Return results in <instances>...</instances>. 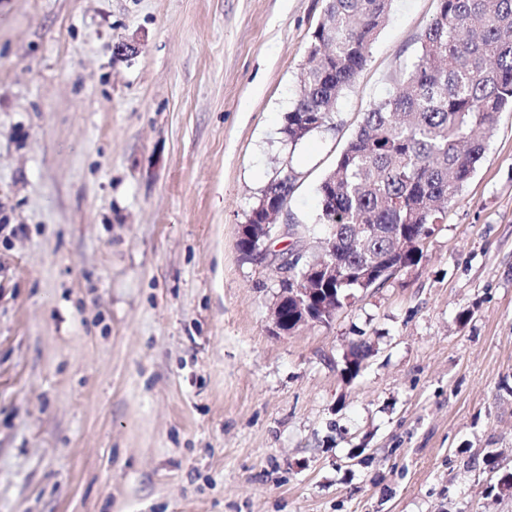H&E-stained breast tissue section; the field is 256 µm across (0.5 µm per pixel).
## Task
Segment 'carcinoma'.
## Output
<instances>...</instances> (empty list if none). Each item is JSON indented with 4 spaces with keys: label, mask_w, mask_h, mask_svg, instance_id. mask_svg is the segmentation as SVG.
Returning a JSON list of instances; mask_svg holds the SVG:
<instances>
[{
    "label": "carcinoma",
    "mask_w": 512,
    "mask_h": 512,
    "mask_svg": "<svg viewBox=\"0 0 512 512\" xmlns=\"http://www.w3.org/2000/svg\"><path fill=\"white\" fill-rule=\"evenodd\" d=\"M391 0H326L309 65L282 134L291 146L327 126L367 62ZM512 109V0H439L412 71L363 123L318 187L327 242H335L336 309L361 291L375 261L416 265L421 240L446 223L448 206L485 156L500 112ZM296 173L283 169L257 204L288 203ZM366 346L351 347L358 376Z\"/></svg>",
    "instance_id": "1"
}]
</instances>
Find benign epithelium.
<instances>
[{
  "instance_id": "obj_1",
  "label": "benign epithelium",
  "mask_w": 512,
  "mask_h": 512,
  "mask_svg": "<svg viewBox=\"0 0 512 512\" xmlns=\"http://www.w3.org/2000/svg\"><path fill=\"white\" fill-rule=\"evenodd\" d=\"M281 213L280 209L270 208L261 217L260 223L241 225L240 235L249 242L251 259L257 261L266 256L267 243L276 229L274 221ZM334 283L335 251H329L325 257L310 259L304 247L294 245L288 256L281 260L279 267V292L272 307L275 329L288 334L315 321L318 310L321 311V317H327L325 298L333 295L330 285ZM290 305L295 308L294 325L291 327L285 316Z\"/></svg>"
}]
</instances>
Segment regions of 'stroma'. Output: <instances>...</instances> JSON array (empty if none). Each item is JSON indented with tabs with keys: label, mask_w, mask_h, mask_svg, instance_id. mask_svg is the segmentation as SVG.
<instances>
[{
	"label": "stroma",
	"mask_w": 512,
	"mask_h": 512,
	"mask_svg": "<svg viewBox=\"0 0 512 512\" xmlns=\"http://www.w3.org/2000/svg\"><path fill=\"white\" fill-rule=\"evenodd\" d=\"M438 6L392 0L293 148L326 0H0V512H512L511 110L421 261L330 323L273 327L290 235L237 246L289 166L319 249L317 187Z\"/></svg>",
	"instance_id": "obj_1"
}]
</instances>
